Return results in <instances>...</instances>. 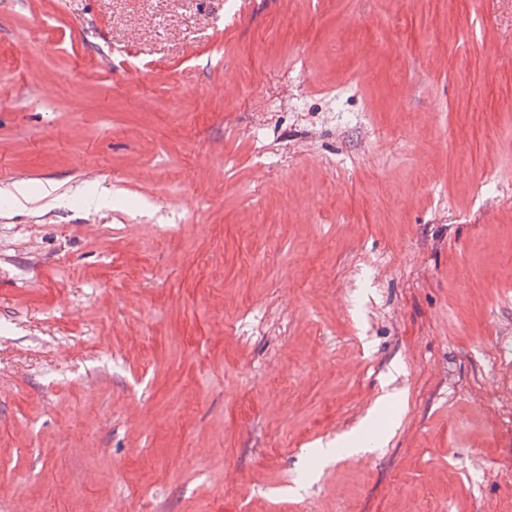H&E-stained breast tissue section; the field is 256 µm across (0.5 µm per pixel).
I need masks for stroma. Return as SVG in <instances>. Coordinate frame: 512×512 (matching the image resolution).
<instances>
[{
    "instance_id": "obj_1",
    "label": "stroma",
    "mask_w": 512,
    "mask_h": 512,
    "mask_svg": "<svg viewBox=\"0 0 512 512\" xmlns=\"http://www.w3.org/2000/svg\"><path fill=\"white\" fill-rule=\"evenodd\" d=\"M511 124L512 0H0V512H512Z\"/></svg>"
}]
</instances>
